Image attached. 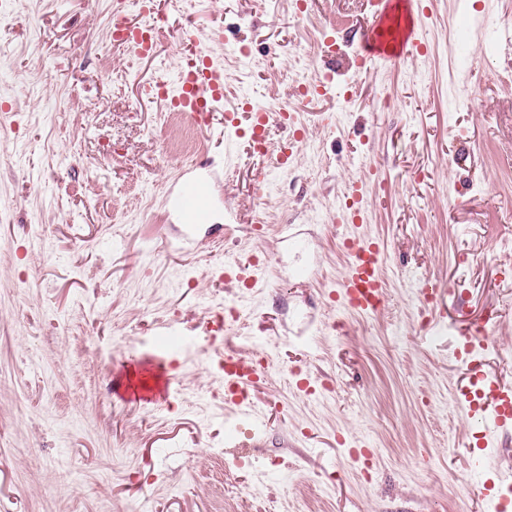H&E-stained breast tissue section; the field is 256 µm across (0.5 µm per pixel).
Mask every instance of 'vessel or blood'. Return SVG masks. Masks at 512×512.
I'll list each match as a JSON object with an SVG mask.
<instances>
[{"mask_svg": "<svg viewBox=\"0 0 512 512\" xmlns=\"http://www.w3.org/2000/svg\"><path fill=\"white\" fill-rule=\"evenodd\" d=\"M374 7L373 24L353 54L356 67L362 68L377 60L394 62L423 52L426 46L421 36L424 13L417 0H375ZM127 29L126 23L114 24L113 41L129 44L140 57L153 53L155 43L150 27H138V38L133 43L124 37ZM141 93L168 101L173 111L191 116L200 130L205 131L212 113L224 100V76L208 54L190 47L183 58L175 88L148 83L142 85ZM273 120L291 127L299 124L297 113L289 110L252 113L247 127L252 146L264 145L266 128ZM366 188V181L351 182L333 216L334 223L343 229L341 241L346 261L337 283L328 293L333 303L359 314L376 313L383 306L386 294L380 248L372 238L357 232L363 223ZM163 206L185 223H209L212 209L208 181L201 177L178 179L175 190L167 193ZM264 274V266L254 259L225 267L223 277L235 282L241 293L251 294L265 287ZM487 325L485 318H470L460 331L475 380L457 398L467 417L482 425L479 447L485 451L495 449L498 435L512 432V379L482 370V353L489 345ZM218 365L224 372V404L232 410L225 418L226 423L236 432L246 425L255 430L264 427L266 416L255 400V391L265 381L268 365L230 347L225 348Z\"/></svg>", "mask_w": 512, "mask_h": 512, "instance_id": "1", "label": "vessel or blood"}]
</instances>
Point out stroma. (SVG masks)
Listing matches in <instances>:
<instances>
[{
    "instance_id": "1",
    "label": "stroma",
    "mask_w": 512,
    "mask_h": 512,
    "mask_svg": "<svg viewBox=\"0 0 512 512\" xmlns=\"http://www.w3.org/2000/svg\"><path fill=\"white\" fill-rule=\"evenodd\" d=\"M305 2L155 0L150 59L111 46L118 0L0 9V512H489L486 478L512 490L499 480L512 435L473 460L477 429L456 403L472 377L462 314H495L483 368L512 377V30L499 25L512 0H431L427 54L362 69L347 57L373 0ZM186 25L224 71L225 109L299 106L292 162H275L290 137L277 123L259 155L222 112L203 132L141 99L140 84L175 82ZM331 60L349 105L301 100L297 74L318 80ZM205 163L213 223L191 233L161 198ZM373 167L361 232L381 243L387 300L359 315L325 291L345 261L336 203ZM231 235L267 262L261 293L219 281ZM304 262L312 278L295 276ZM426 277L459 290L426 308ZM230 302L242 318L227 343L267 356L257 396L283 408L251 446L224 434L207 330ZM296 367L332 393L296 391ZM134 377L168 391L131 399ZM340 433L371 448V473Z\"/></svg>"
}]
</instances>
